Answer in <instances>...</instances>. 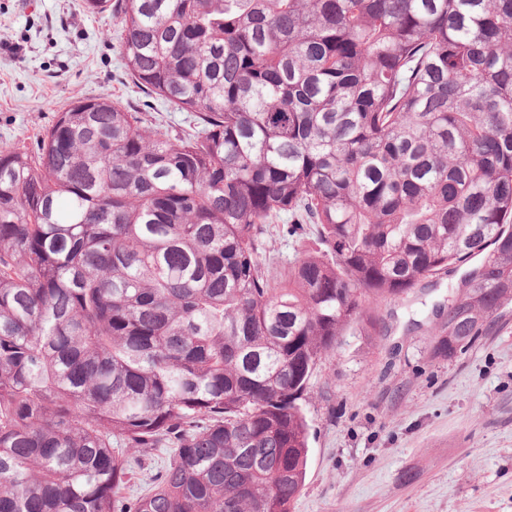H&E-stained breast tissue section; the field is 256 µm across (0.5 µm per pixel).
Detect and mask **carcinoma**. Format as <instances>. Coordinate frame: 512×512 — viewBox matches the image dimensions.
<instances>
[{"instance_id":"carcinoma-1","label":"carcinoma","mask_w":512,"mask_h":512,"mask_svg":"<svg viewBox=\"0 0 512 512\" xmlns=\"http://www.w3.org/2000/svg\"><path fill=\"white\" fill-rule=\"evenodd\" d=\"M83 5L200 128L87 98L0 146V512H293L366 301L479 259L437 358L512 303V0ZM137 448L171 454L130 497ZM283 222L271 225L270 233L265 236L262 249H260L263 260L266 259V263L274 268L286 264L293 257L297 247L295 238L279 232V227H282L281 224H286L288 221L285 218Z\"/></svg>"}]
</instances>
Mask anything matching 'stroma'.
I'll list each match as a JSON object with an SVG mask.
<instances>
[{
  "label": "stroma",
  "instance_id": "stroma-1",
  "mask_svg": "<svg viewBox=\"0 0 512 512\" xmlns=\"http://www.w3.org/2000/svg\"><path fill=\"white\" fill-rule=\"evenodd\" d=\"M118 34L111 13H87L83 0H0V146L32 145L81 98L188 129L189 113L149 101L125 75ZM462 273L374 303V334L347 330L316 368L293 512H512V304L464 353L432 354L434 307Z\"/></svg>",
  "mask_w": 512,
  "mask_h": 512
}]
</instances>
